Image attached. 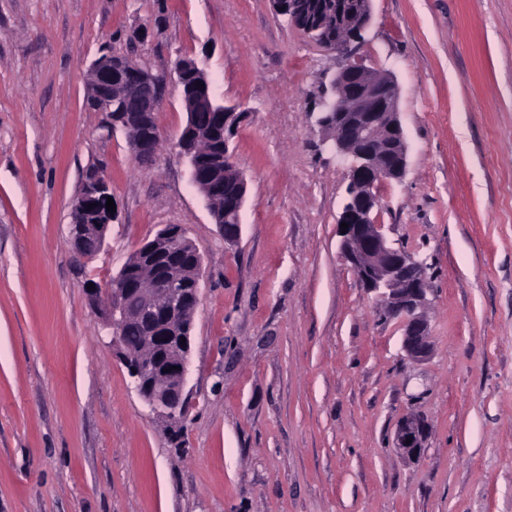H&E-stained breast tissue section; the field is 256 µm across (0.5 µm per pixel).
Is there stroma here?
Instances as JSON below:
<instances>
[{"mask_svg": "<svg viewBox=\"0 0 512 512\" xmlns=\"http://www.w3.org/2000/svg\"><path fill=\"white\" fill-rule=\"evenodd\" d=\"M112 53L156 73L193 58L246 110L237 243L175 146L176 86L148 167L86 106ZM350 54L400 90L408 167L379 221L429 266L418 363L339 257L348 162L317 112L340 56L270 0H0V512H512V0H372ZM92 166L116 212L86 260L68 225ZM167 224L203 258L173 429L84 292ZM409 412L416 462L392 444ZM427 425L424 419L415 413H408L398 422L393 438L396 452L408 461H418L424 452ZM406 439H411L410 445Z\"/></svg>", "mask_w": 512, "mask_h": 512, "instance_id": "1", "label": "stroma"}]
</instances>
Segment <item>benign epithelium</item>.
<instances>
[{
	"instance_id": "7a95c632",
	"label": "benign epithelium",
	"mask_w": 512,
	"mask_h": 512,
	"mask_svg": "<svg viewBox=\"0 0 512 512\" xmlns=\"http://www.w3.org/2000/svg\"><path fill=\"white\" fill-rule=\"evenodd\" d=\"M283 8L281 15L321 47L340 54L351 42L361 37L372 18L371 0H336L315 4L311 0H275ZM194 64L184 59L175 73L181 89L183 105L191 110L198 106L219 108L206 72L194 75L190 83L184 76ZM94 86L93 108L107 114L112 128L128 131L132 118L124 112L112 111V85L120 84L139 96L146 111L161 106L167 79L143 67L133 58L120 62L108 56L99 57L89 69ZM245 119L235 105L224 106V122L212 134L213 149L209 167H199L195 157L197 137L186 126L177 137L176 146L188 159L190 178L198 192L206 196L214 191L217 179L230 174L235 191L226 205V216L241 224L246 201L247 182L229 151L232 132ZM319 125L333 134L336 153L350 159L347 198L338 223L348 224L340 235L339 251L343 261L354 272L362 287L374 295L386 319H396L403 327L402 351L413 361L427 358L431 352V336L424 309L428 303L430 277L427 265L401 247L394 246L377 223L381 208L378 187L386 182L401 181L407 171L408 148L399 112V87L392 76L379 78L372 68L361 63L342 65L332 81V96L323 101ZM160 139L158 130L147 134L133 133L129 149L142 163L154 161ZM111 196L110 186L102 172L94 169L84 178L74 203L78 216L95 219L90 224L69 225L70 242L82 258L98 253L105 244L113 214L100 210V204ZM96 207L90 209L88 205ZM192 248V275L173 274L170 260ZM135 253L140 261L158 272L154 292L162 303L153 305L139 289L128 287L114 278L104 287L95 284L87 290L91 307L101 312L112 331V347L128 370L134 387L151 412L171 423L183 420L189 397L186 392L193 317L200 301L201 255L179 224H167L142 243ZM133 319L144 325L147 340L156 347L155 358L144 361L127 350L122 340L124 325ZM427 425L415 413L398 422L393 438L396 452L409 461H417L424 452ZM411 443H406V440Z\"/></svg>"
}]
</instances>
